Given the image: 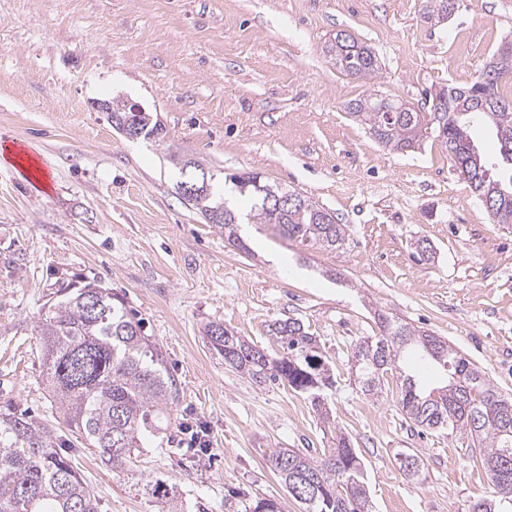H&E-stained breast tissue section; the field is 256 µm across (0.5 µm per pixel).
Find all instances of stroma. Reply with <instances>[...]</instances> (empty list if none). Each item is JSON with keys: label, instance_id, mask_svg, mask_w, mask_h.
<instances>
[{"label": "stroma", "instance_id": "stroma-1", "mask_svg": "<svg viewBox=\"0 0 512 512\" xmlns=\"http://www.w3.org/2000/svg\"><path fill=\"white\" fill-rule=\"evenodd\" d=\"M425 0H0V409L52 416L31 329L60 274L121 291L161 350L179 394L172 420L143 444L140 468L165 479L181 512H244L279 498L272 448L321 452L331 434L310 400L225 369L203 329L223 321L274 354L268 326L300 319L336 383L335 425L362 458L373 512H469L493 497L458 437L409 427L399 380L377 394L352 371L355 346L383 310L442 337L512 395V224L492 223L436 135L420 148L379 144L348 112L378 93L421 112L467 87L504 41L512 0H454L444 21ZM344 31L379 60L370 77L340 71L327 47ZM142 104L164 143L131 140L95 102ZM176 152L229 175L251 172L300 193L347 228L324 251L271 224H242L246 250L177 194ZM426 240L431 261L414 260ZM102 512H161L132 476L71 435L64 450ZM412 454V478L397 457Z\"/></svg>", "mask_w": 512, "mask_h": 512}]
</instances>
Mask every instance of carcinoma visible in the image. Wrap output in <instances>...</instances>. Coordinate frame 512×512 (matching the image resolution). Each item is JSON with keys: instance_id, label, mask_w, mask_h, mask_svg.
Wrapping results in <instances>:
<instances>
[{"instance_id": "1", "label": "carcinoma", "mask_w": 512, "mask_h": 512, "mask_svg": "<svg viewBox=\"0 0 512 512\" xmlns=\"http://www.w3.org/2000/svg\"><path fill=\"white\" fill-rule=\"evenodd\" d=\"M449 6L451 0H426V18H443ZM330 52L347 75H370L378 69L373 49L343 31L336 33ZM501 57L500 51L493 55L470 87H451L446 96L436 95L429 112L378 95L350 103L349 110L378 143L396 151L414 150L427 130L437 131L448 157L493 223L512 224V199H503L499 191V184L512 180V174L499 173L487 155L468 150L474 144V128L487 126L495 131L502 162L509 163L504 148L512 149V100L496 89L487 97L480 94ZM142 122L152 140H165V127L150 113L143 114ZM170 159L183 175L177 186L208 178V190L184 201L208 223L224 229L228 243L242 247L237 233L240 216L216 194L215 174L196 160L173 155ZM225 180L251 200L253 223L273 224L288 238L323 250L345 245V226L319 204L302 197L278 213L266 202L268 183L258 176L231 174ZM57 283L35 327L51 407L64 427L96 449L112 471H128L135 466L146 435L168 415L176 382L119 294L95 277L77 284L61 277ZM378 320L381 334L365 338L354 349L363 393H378L384 374L399 368L406 350H421L446 371L447 385L428 389L415 376L404 375L399 399L404 418L415 426L446 429L467 439L473 463L488 472L498 496L512 501V396L503 395L447 340L394 316L380 314ZM269 328L281 347L276 358H262L254 344L220 320L205 325V336L224 358L226 369L255 385L282 383L312 399L334 386L333 370L300 320H277ZM63 447V435L54 426L25 410L8 407L0 412V512H101L99 499L77 465L60 452ZM266 463L301 512H371L361 459L339 429L320 458L298 448H272ZM136 486L177 512L178 502L166 480L149 473ZM245 512H282V506L275 498H257Z\"/></svg>"}]
</instances>
